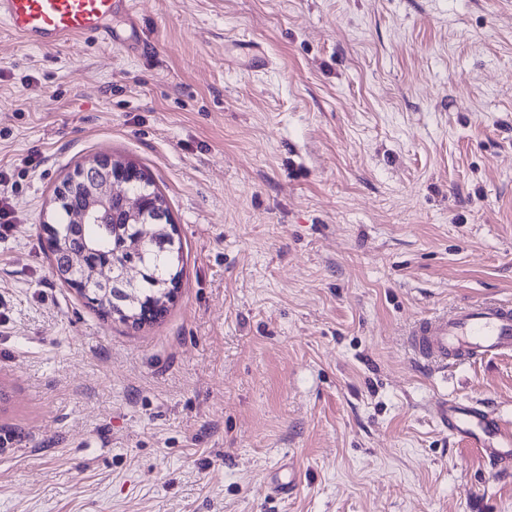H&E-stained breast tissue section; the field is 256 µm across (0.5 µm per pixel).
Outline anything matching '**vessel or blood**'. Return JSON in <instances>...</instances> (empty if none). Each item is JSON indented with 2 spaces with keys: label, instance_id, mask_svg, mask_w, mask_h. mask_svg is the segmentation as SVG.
<instances>
[{
  "label": "vessel or blood",
  "instance_id": "obj_1",
  "mask_svg": "<svg viewBox=\"0 0 512 512\" xmlns=\"http://www.w3.org/2000/svg\"><path fill=\"white\" fill-rule=\"evenodd\" d=\"M117 14L136 25L134 0H0V21L28 46L43 49L90 33L119 45L120 37L107 25ZM409 344L421 359L442 366L512 352V304L484 299L456 306L420 321ZM434 416L487 462L512 469V430L500 424L486 403L445 399L435 405Z\"/></svg>",
  "mask_w": 512,
  "mask_h": 512
}]
</instances>
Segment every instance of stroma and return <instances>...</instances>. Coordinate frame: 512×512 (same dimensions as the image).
I'll return each mask as SVG.
<instances>
[{
  "instance_id": "stroma-1",
  "label": "stroma",
  "mask_w": 512,
  "mask_h": 512,
  "mask_svg": "<svg viewBox=\"0 0 512 512\" xmlns=\"http://www.w3.org/2000/svg\"><path fill=\"white\" fill-rule=\"evenodd\" d=\"M151 52L0 25V512H512L432 413L512 427V352L434 371L413 323L512 301V0H135ZM268 59L253 68L242 49ZM155 182L180 287L139 328L51 274L54 189ZM294 469L298 488L271 491Z\"/></svg>"
}]
</instances>
